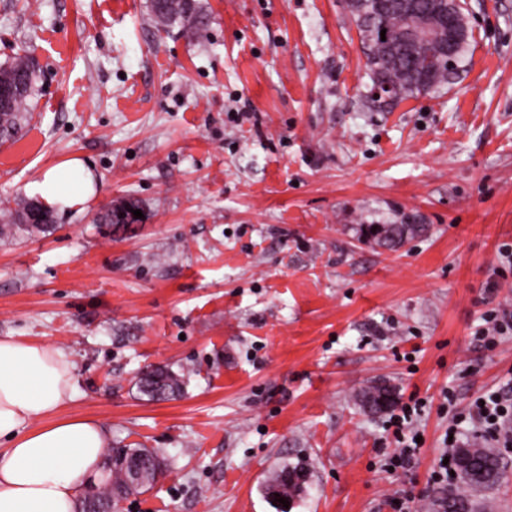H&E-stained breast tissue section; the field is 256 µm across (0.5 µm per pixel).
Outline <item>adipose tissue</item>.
I'll use <instances>...</instances> for the list:
<instances>
[{
	"label": "adipose tissue",
	"mask_w": 512,
	"mask_h": 512,
	"mask_svg": "<svg viewBox=\"0 0 512 512\" xmlns=\"http://www.w3.org/2000/svg\"><path fill=\"white\" fill-rule=\"evenodd\" d=\"M96 179L73 159L29 185L47 205L72 209ZM76 393L74 364L49 343L0 336V512H75L82 486L102 475L111 433L93 418L57 411Z\"/></svg>",
	"instance_id": "obj_1"
}]
</instances>
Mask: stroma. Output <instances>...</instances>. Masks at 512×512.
Here are the masks:
<instances>
[{"mask_svg":"<svg viewBox=\"0 0 512 512\" xmlns=\"http://www.w3.org/2000/svg\"><path fill=\"white\" fill-rule=\"evenodd\" d=\"M199 3L194 40L149 0H0V64L37 71L0 144V225L69 160L98 180L52 232L0 238V336L65 352L63 415L164 459L121 512H275L265 485L298 461L288 512H389L438 462L445 394H512V334L477 335L512 309V0H468L464 71L390 110L363 101L348 0ZM401 221L430 232L394 251L359 232ZM154 365L190 370L179 397L139 392ZM377 384L424 403L410 472L380 466Z\"/></svg>","mask_w":512,"mask_h":512,"instance_id":"stroma-1","label":"stroma"}]
</instances>
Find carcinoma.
<instances>
[{
    "label": "carcinoma",
    "mask_w": 512,
    "mask_h": 512,
    "mask_svg": "<svg viewBox=\"0 0 512 512\" xmlns=\"http://www.w3.org/2000/svg\"><path fill=\"white\" fill-rule=\"evenodd\" d=\"M372 0H350L348 7L359 32L372 86L381 87L387 98H368V103L379 109L392 108L399 102L420 94L436 92L448 85L466 65L467 50L472 39L468 16L460 4H454L461 41L457 43L453 62H448L432 43H424L415 49L421 59L417 63L410 55L400 52L398 38L408 29L420 27L429 12L448 8L445 0H415L412 6L401 8L395 0H383V13L371 14ZM151 11L156 22L168 27L175 23L194 36L207 27V16L196 0H151ZM386 34H381V30ZM0 84L15 88L12 105L0 108V141H9L18 133L21 110L34 93V65L27 55H18L12 61L0 65ZM10 210L12 223L0 226V235H23L30 232L52 230L55 217L51 210L22 197L14 200ZM427 232L425 224H378L361 229L362 235L371 237L376 244L389 250L402 247L405 242ZM185 375H179L165 367L146 370L138 380L139 391L154 401L169 400L183 390ZM370 399V412L380 413L395 403L393 390L376 385L365 391L360 401ZM108 477L92 484L80 501V512H111L117 506L120 494L127 492L132 483L128 461L139 459L145 464L141 479L143 485L134 489L143 493L155 483V471L160 457L153 448H132L128 445L103 449ZM473 468L482 471V479L469 477V471L460 469L461 484L443 492L438 499L439 512H487V505L473 500L471 491L492 489L507 477V463L497 448L474 445L467 449ZM306 484V471L301 463L287 465L276 472L266 484L267 497L275 506L283 509L278 498L293 500Z\"/></svg>",
    "instance_id": "obj_1"
}]
</instances>
